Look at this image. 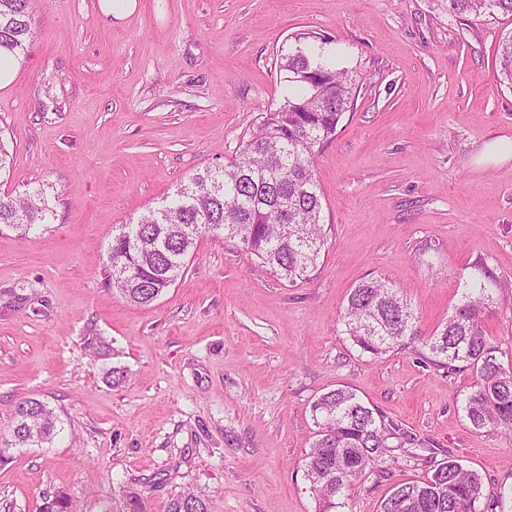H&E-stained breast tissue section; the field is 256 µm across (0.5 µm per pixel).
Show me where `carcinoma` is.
Returning <instances> with one entry per match:
<instances>
[{
    "label": "carcinoma",
    "instance_id": "1",
    "mask_svg": "<svg viewBox=\"0 0 512 512\" xmlns=\"http://www.w3.org/2000/svg\"><path fill=\"white\" fill-rule=\"evenodd\" d=\"M33 2L0 0V53L18 60L27 55L34 34ZM433 2L455 17L477 20L497 12L512 14V0ZM289 40L288 50L279 54V68L288 72V93L280 105L260 114L235 158L190 174L173 196L112 236L101 276L125 302L146 306L162 296L184 273L187 257L204 232H221L224 240L242 244L291 285L309 281L317 270L326 233L322 191L313 174L315 148L336 135L361 85L353 71L336 67L331 41L313 32H297ZM498 60L500 81L512 88V37L501 44ZM51 211L40 187L0 197V224L24 236L36 231ZM501 289L497 280H465L460 304L427 337L425 346L433 364L475 374L463 405L470 424L511 434L512 366L500 362L498 349L482 327L493 293ZM342 320L352 343L375 358L404 348L418 336V316L410 301L382 278L351 289ZM311 413L316 430L305 472L318 512L345 505V491L386 455V432L413 441L346 388L320 395ZM56 431L57 418L45 403L18 402L9 436L0 438V464L12 459L13 448L52 442ZM482 499L481 475L451 459L422 481L395 486L381 512H487L497 507V502L484 505ZM167 512L207 508L201 497L183 491L169 501Z\"/></svg>",
    "mask_w": 512,
    "mask_h": 512
}]
</instances>
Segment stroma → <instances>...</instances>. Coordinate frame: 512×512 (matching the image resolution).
Segmentation results:
<instances>
[{"mask_svg":"<svg viewBox=\"0 0 512 512\" xmlns=\"http://www.w3.org/2000/svg\"><path fill=\"white\" fill-rule=\"evenodd\" d=\"M34 39L0 90L12 155L0 195L44 187L42 230L0 232V431L16 403L61 420L52 445L0 465V512H166L189 489L208 512H316L305 476L311 405L346 387L413 440L375 462L343 512H380L395 485L455 459L486 499L512 493V435L473 428L471 371L421 342L376 359L342 332L359 282L384 277L424 332L465 280L505 282L485 322L512 364V89L497 50L512 15L470 24L431 0H37ZM341 45L362 87L318 148L327 244L312 281L279 280L242 245L204 234L147 306L103 284L107 245L187 174L231 160L287 84L285 40ZM123 368L113 383L110 369ZM99 12L117 21H122L135 13L138 7L137 0H98Z\"/></svg>","mask_w":512,"mask_h":512,"instance_id":"stroma-1","label":"stroma"}]
</instances>
